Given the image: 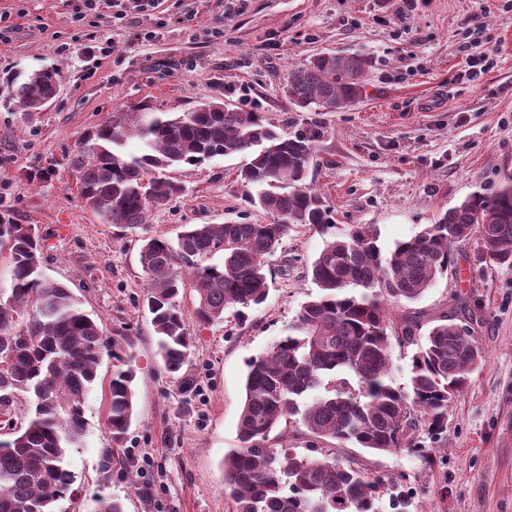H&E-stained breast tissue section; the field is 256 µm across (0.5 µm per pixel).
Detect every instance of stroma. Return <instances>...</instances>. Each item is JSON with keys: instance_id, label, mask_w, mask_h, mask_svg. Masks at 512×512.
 <instances>
[{"instance_id": "1", "label": "stroma", "mask_w": 512, "mask_h": 512, "mask_svg": "<svg viewBox=\"0 0 512 512\" xmlns=\"http://www.w3.org/2000/svg\"><path fill=\"white\" fill-rule=\"evenodd\" d=\"M0 0V212L30 225L42 267L97 318L118 354L104 352L84 404L85 434L66 449L71 495L54 512H232L224 456L237 447L248 361L288 334L317 292L308 269L324 238L290 232L269 258L267 300L196 316L192 288L178 297L192 338L168 374L143 305L144 238L176 240L189 224L269 223L242 197L236 153L165 174L183 191L134 228L101 223L81 201L68 159L84 134L123 106L180 114L218 100L264 124L310 139L306 183L331 207L337 231L371 227L381 252L437 215L512 176V17L501 0ZM322 53L358 55L369 68L362 98L340 112L300 109L282 87L291 69ZM486 61L476 81L469 64ZM57 66L62 94L24 111L8 79ZM48 173L46 182L37 173ZM480 308L475 338L487 355L448 412L433 456L337 449L371 475H401L376 512H512V267L491 262L479 237L407 311L433 318L455 297ZM131 357L134 416L121 442L105 420L119 357ZM111 467H104V458Z\"/></svg>"}]
</instances>
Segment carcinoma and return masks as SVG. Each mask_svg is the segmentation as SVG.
<instances>
[{
    "mask_svg": "<svg viewBox=\"0 0 512 512\" xmlns=\"http://www.w3.org/2000/svg\"><path fill=\"white\" fill-rule=\"evenodd\" d=\"M367 70L358 55L324 54L290 70L284 93L298 108L341 110L361 98ZM62 80L61 68L47 67L10 83L27 111L54 96ZM132 138L142 153L125 151ZM233 153L251 156L237 178L245 202L273 221L193 224L175 243L150 237L140 249L144 305L164 368L177 373L189 357L191 337L176 304L185 283L199 298V320H221L229 307L265 302L266 260L289 231L328 236L309 267L318 293L302 305L291 333L247 363L239 447L224 455V492L234 512H373L379 489L403 475L370 476L329 448L319 456L278 449L271 434L285 422L328 445L429 453L420 435L440 440L449 408L486 361L474 336L482 316L458 299L424 335L419 313L396 311L448 272L453 245L476 233L486 258L512 267V177L489 195L472 194L384 255L366 225L329 234L332 211L304 184L311 141L281 134L253 112L117 109L84 135L69 165L82 202L102 223L134 227L182 191L165 177L167 168ZM2 251L9 253V285L0 289V353L11 354V362L0 371L9 428L0 440V512H52L73 484L63 457L84 436L83 406L105 338L70 289L42 272L31 227L1 213ZM217 254L223 262L209 263ZM463 319L469 330L461 333ZM396 345L415 348L406 389L389 381ZM132 380V371L120 368L109 382L106 425L114 441L131 423Z\"/></svg>",
    "mask_w": 512,
    "mask_h": 512,
    "instance_id": "1",
    "label": "carcinoma"
}]
</instances>
